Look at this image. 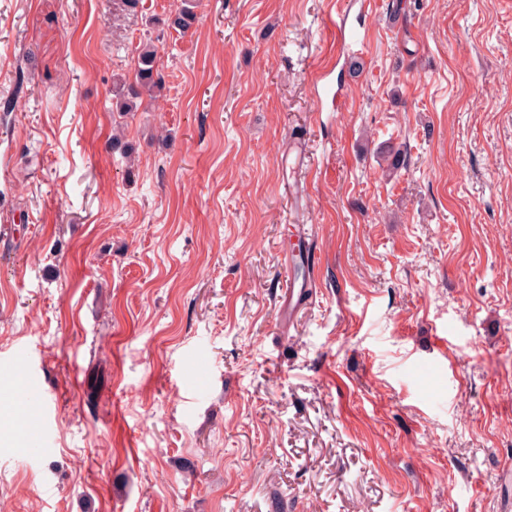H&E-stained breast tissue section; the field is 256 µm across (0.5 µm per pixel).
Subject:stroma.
<instances>
[{
	"label": "stroma",
	"mask_w": 512,
	"mask_h": 512,
	"mask_svg": "<svg viewBox=\"0 0 512 512\" xmlns=\"http://www.w3.org/2000/svg\"><path fill=\"white\" fill-rule=\"evenodd\" d=\"M180 6L0 0V512H512V0ZM156 58L157 50L153 43H143L138 52L135 82L128 83L123 78L113 82L117 112H133L142 106L144 95L149 99L156 96V89L160 88L155 77ZM308 269L312 271V277L309 275L307 279L302 280L300 283L292 282L288 285V290L285 293L280 305L279 312L283 319L288 318V322L292 321L295 317L301 298L316 288V266L314 263L309 264Z\"/></svg>",
	"instance_id": "35a3bbf8"
}]
</instances>
